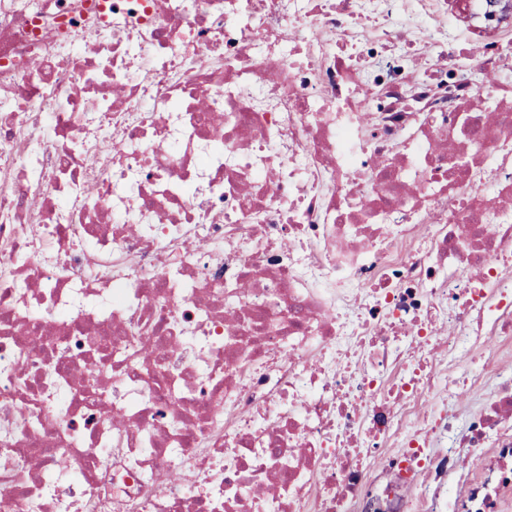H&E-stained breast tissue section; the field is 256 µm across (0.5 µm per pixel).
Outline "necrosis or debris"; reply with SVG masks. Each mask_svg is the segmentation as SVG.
<instances>
[{
	"label": "necrosis or debris",
	"mask_w": 512,
	"mask_h": 512,
	"mask_svg": "<svg viewBox=\"0 0 512 512\" xmlns=\"http://www.w3.org/2000/svg\"><path fill=\"white\" fill-rule=\"evenodd\" d=\"M510 347L512 0H0V512H512ZM477 475V461L470 454L464 452L459 458L455 473L448 477V488L453 494L459 496L462 494L466 482Z\"/></svg>",
	"instance_id": "obj_1"
}]
</instances>
